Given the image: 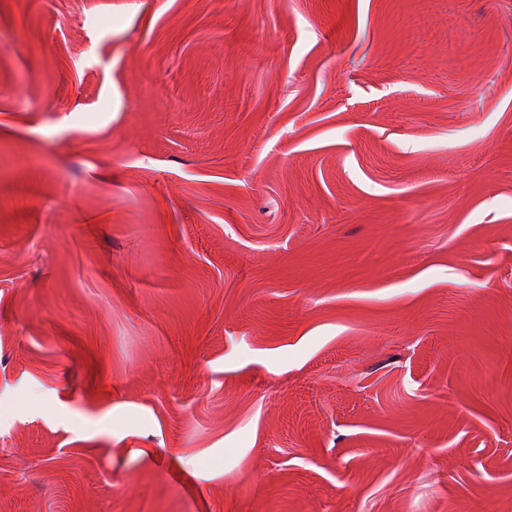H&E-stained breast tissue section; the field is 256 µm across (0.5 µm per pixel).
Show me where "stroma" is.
Masks as SVG:
<instances>
[{
    "label": "stroma",
    "instance_id": "35a3bbf8",
    "mask_svg": "<svg viewBox=\"0 0 512 512\" xmlns=\"http://www.w3.org/2000/svg\"><path fill=\"white\" fill-rule=\"evenodd\" d=\"M0 512H512V0H0Z\"/></svg>",
    "mask_w": 512,
    "mask_h": 512
}]
</instances>
